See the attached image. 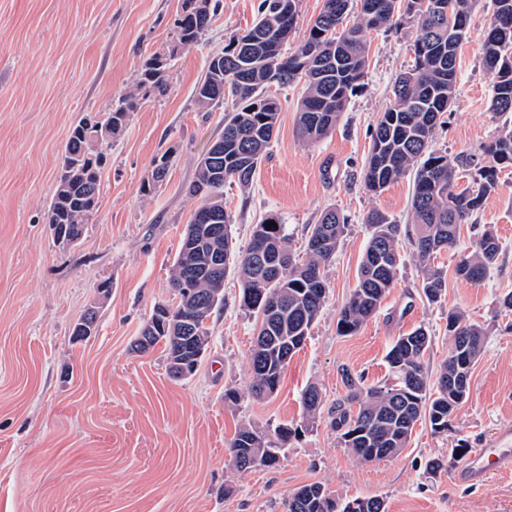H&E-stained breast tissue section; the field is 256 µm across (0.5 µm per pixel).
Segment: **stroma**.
<instances>
[{"mask_svg": "<svg viewBox=\"0 0 512 512\" xmlns=\"http://www.w3.org/2000/svg\"><path fill=\"white\" fill-rule=\"evenodd\" d=\"M258 4L223 0L201 39L172 57L159 94L139 91L141 72L171 47L181 0H0V512H285L288 497L312 482L346 500L382 498L388 512H512V475L480 489L453 480L457 440L473 450L512 426V310L500 305L512 293V173L477 216L502 244L496 266L478 284L456 275L473 242L463 225L456 248L436 259L446 288L435 303L422 292L414 258L413 174L378 194L364 186L373 126L411 63L413 23L367 33L366 85L318 142L297 132L299 85L274 87L281 111L268 159L249 192L224 186L241 248L267 217L285 224L295 250L326 208L348 220L326 269L324 308L278 392L263 400L250 393L255 318L241 307L232 273L192 376L170 378L162 347L131 352L154 306L177 300L169 277L195 208L185 186L224 131L223 110L202 111L195 89L225 39L252 25ZM490 14L491 0H479L458 50L457 93L436 130L434 146L452 162L479 153L503 124L489 110L493 76L483 65ZM132 90L136 112L103 146L99 208L80 241L61 249L44 215L69 133ZM166 151V181L142 195L153 158ZM373 210L400 225L401 265L378 313L342 336L338 311L357 284ZM103 284L108 292H100ZM93 303L96 333L73 340L76 320ZM452 310L481 325L485 341L450 431L435 434L420 423L398 456L357 461L331 426L346 394L340 369L384 381L397 337L422 326L432 336L429 368L437 370L448 355ZM311 384L323 396L312 423L302 407ZM229 389L234 398H225ZM243 426L271 440L292 429L276 465L241 472L229 464L227 443ZM431 458L445 470L430 474Z\"/></svg>", "mask_w": 512, "mask_h": 512, "instance_id": "35a3bbf8", "label": "stroma"}]
</instances>
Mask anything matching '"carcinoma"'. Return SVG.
Here are the masks:
<instances>
[{"label": "carcinoma", "mask_w": 512, "mask_h": 512, "mask_svg": "<svg viewBox=\"0 0 512 512\" xmlns=\"http://www.w3.org/2000/svg\"><path fill=\"white\" fill-rule=\"evenodd\" d=\"M443 2L450 15L422 10L419 0H359L360 11L347 24L350 0H326L309 24V32L291 53L283 46L296 32L298 17L283 24L281 0H260L257 22L243 33L231 35L224 48L208 62L204 80L196 87L199 107L210 110L232 101L224 113V132L198 160L186 194L196 207L186 225L170 277L178 303L158 304L131 344L134 352H148L160 345L167 364L178 359L172 337L181 335L184 320L194 319L187 332L191 343H209L208 319L224 306V278L237 274L242 292L240 305L260 320L251 351V394L265 399L277 392L288 361L305 345L311 327L320 316L327 295L325 270L339 249L347 221L338 212H324L310 225L303 252L293 253L285 225L273 217L253 226L246 248H235L230 215L224 208V185L247 189L267 156L279 119L280 104L269 93L271 75L277 84L303 83L298 101L297 129L308 143L321 140L336 125L350 98L365 85L368 72L367 32L412 21L418 36L412 44L413 65L395 80L393 101L380 114L372 132V144L363 170L365 187L380 193L411 169L415 170L411 198L415 226V259L423 274L425 297L436 302L446 288L445 277L434 260L457 246L460 226L471 224L484 201L500 190V174L512 167V125L503 124L496 138L482 147L481 156H462L457 163L433 148L441 118L456 95L457 50L466 38L477 0H427ZM221 0H182L175 20L179 49L198 42L211 26ZM494 10L485 31L483 64L493 75L490 111L512 114V31L500 33L504 17L512 18V0H493ZM164 58L155 56L144 65L140 87L166 90ZM139 95L122 96L111 111L98 119L117 133L129 113L137 110ZM171 155L153 161L141 184L145 195L164 181ZM106 156L89 140L87 120L76 124L65 146L62 173L46 223L54 236L82 237L89 218L97 211L101 171ZM222 234L208 236L209 225ZM370 236L359 265L358 283L341 307L337 332L357 333L380 308L393 286L401 255V229L388 217L372 211L366 217ZM499 238L490 230L478 233L472 250L456 264V274L469 282L483 281L497 264ZM194 273L192 292L178 291L184 275ZM451 344L436 382H431L425 356L432 338L423 327L399 336L386 355L390 380L365 384L360 375L341 369L347 389L336 404L332 427L340 444L360 462L383 460L406 448L417 423H429L436 434L448 432L452 415L463 402L454 382L471 378L480 357L485 333L459 311L448 312ZM318 387L308 386L302 404L309 421L322 406ZM292 431L278 432L274 444L250 428L235 432L228 446L231 464L239 471L259 466L255 456L277 454ZM287 512H386L381 498L343 501L319 482L305 484L288 498Z\"/></svg>", "instance_id": "1"}]
</instances>
